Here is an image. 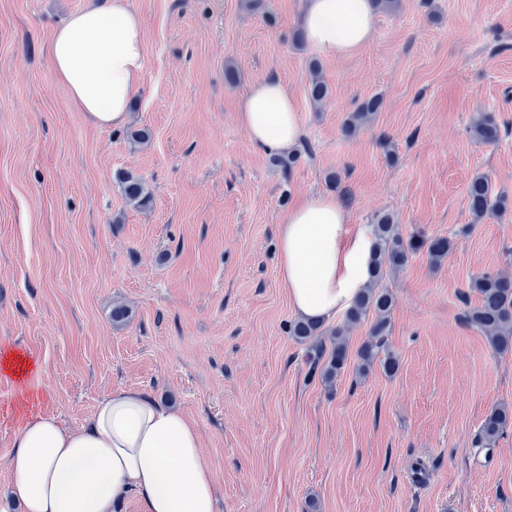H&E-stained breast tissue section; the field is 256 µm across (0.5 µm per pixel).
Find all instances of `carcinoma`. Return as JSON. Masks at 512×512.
<instances>
[{"mask_svg":"<svg viewBox=\"0 0 512 512\" xmlns=\"http://www.w3.org/2000/svg\"><path fill=\"white\" fill-rule=\"evenodd\" d=\"M310 80L308 96L311 102L318 106L330 95V90L322 77L317 60L309 62ZM383 105V100L372 96L360 103L356 110L349 113L344 123L345 132L356 134L367 124ZM471 133L478 141L494 143L500 138V128L490 115H483L471 126ZM123 191L129 201L143 205L148 199V191L143 181L132 175L121 180ZM469 211L476 220L487 214L504 211L509 205V199L503 192H496L485 175L474 177L466 189ZM371 231L376 241L372 258L371 281L363 293L357 298L351 308L344 314V325L330 331L331 352L322 372L325 381H331L344 369L347 361V342L345 327L356 324L372 315L374 321L370 327V339L361 347L359 370H369L375 360H380L384 370L393 373L398 369V360L389 354L378 358L379 341L389 330L391 313L395 305L393 294L383 285L390 270L401 268L408 264L416 252L426 250L434 262L441 261L452 248V241L447 237L431 239L404 240L389 214L380 215L371 225ZM469 288L479 295V303L466 316L467 323L481 330L488 336L493 349L498 353L512 351V277L497 273H484L470 281ZM290 333L298 341H306L313 336L323 334L321 326L306 321L295 322ZM512 423V411L508 407L495 408L484 419L480 429V442L489 445L495 441L500 432Z\"/></svg>","mask_w":512,"mask_h":512,"instance_id":"carcinoma-1","label":"carcinoma"}]
</instances>
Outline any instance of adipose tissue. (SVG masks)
Returning a JSON list of instances; mask_svg holds the SVG:
<instances>
[{
  "mask_svg": "<svg viewBox=\"0 0 512 512\" xmlns=\"http://www.w3.org/2000/svg\"><path fill=\"white\" fill-rule=\"evenodd\" d=\"M302 29L323 56H349L372 38L371 0H306ZM56 81L99 126H123L147 66L140 16L129 0H90L51 36ZM254 144L299 145L298 109L276 78L254 83L239 107ZM373 237L351 231L345 207L319 195L289 209L278 235L279 276L293 311L324 324L344 314L369 282ZM6 463L23 512H116L137 498L141 512H215L219 495L195 424L143 390L99 399L83 428L63 429L28 397Z\"/></svg>",
  "mask_w": 512,
  "mask_h": 512,
  "instance_id": "adipose-tissue-1",
  "label": "adipose tissue"
}]
</instances>
